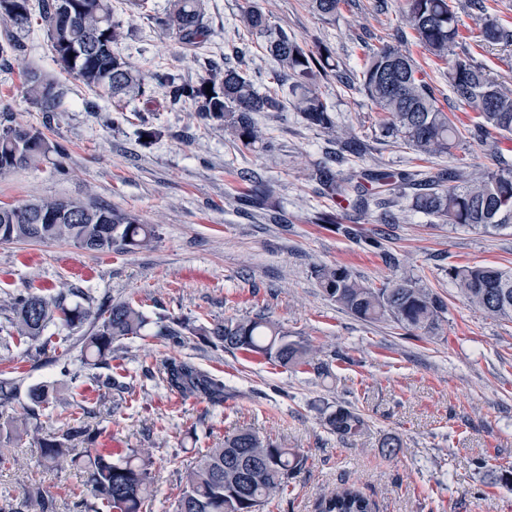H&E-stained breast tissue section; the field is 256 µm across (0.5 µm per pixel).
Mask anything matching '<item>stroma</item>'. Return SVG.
I'll list each match as a JSON object with an SVG mask.
<instances>
[{"label":"stroma","mask_w":512,"mask_h":512,"mask_svg":"<svg viewBox=\"0 0 512 512\" xmlns=\"http://www.w3.org/2000/svg\"><path fill=\"white\" fill-rule=\"evenodd\" d=\"M175 0H151L150 10L130 11L112 0V18L123 39L118 52L142 73L157 68L195 83L213 60L240 64L255 87L265 89L274 68L263 37L239 22L243 7L258 6L274 26L307 49L328 47L336 76L320 91L339 128L364 148L330 162L334 148L300 113L264 112L260 127L275 155L242 149L215 123L186 105L162 100L128 104V122L112 124V104L78 80L59 75L47 30L32 18L14 35L23 52L0 59V110L10 124L34 127L65 149L35 167L0 175V206L34 199L95 201L154 225L150 248L100 254L71 243H0V298L27 289L46 295L78 288L97 301L131 300L148 316L166 314L208 324L265 313L290 339L310 347L327 375L276 366L262 355L225 352L196 336L174 344L144 336L115 344L109 365L80 361L86 328L49 325L48 344L33 349L13 342L0 347V376L16 378L22 394L0 407V498L38 489L54 496L57 512H73L75 498L97 501L81 468L62 472L40 463L37 436L67 429L59 409L85 417L95 429L94 447L119 457L148 450L155 488L152 512H173L179 476L207 449L247 429L295 452L302 468L288 489L263 512H315L318 499L343 487L360 490L376 512H512V484L497 481L512 470V321L472 308L448 276L450 268L488 263L512 268V230L484 234L439 222L411 208V189L396 187L395 223L382 210L338 209L323 197L312 172L331 164L337 174L364 167L420 173L457 169L479 173L494 154L512 162V139L480 142L469 134L478 112L460 103L448 86L447 64L420 45L400 11V0H342L333 17L315 13L308 0H204L209 39L182 45L163 30ZM400 44L419 64L440 108L461 128L447 155L420 156L395 137L382 136L383 114L358 85L340 82L359 70L370 50ZM58 77L65 94L56 112L44 115L24 97L26 71ZM156 131L142 141L139 112ZM270 186L274 206L247 207L241 196ZM337 226L316 223L321 212ZM352 235H344L343 227ZM346 267L377 286L409 278L445 303L437 328L410 333L390 320L364 321L324 294L315 276L322 265ZM66 359L82 385L71 389L55 363ZM167 357L193 362L222 378L224 402L186 398L169 389L154 365ZM118 384L97 389L93 376ZM57 385L62 408L43 410L35 430L8 438L11 417L29 403L26 388ZM339 407L363 414L360 436L343 439L323 422ZM397 435L403 446L386 456L382 442Z\"/></svg>","instance_id":"35a3bbf8"}]
</instances>
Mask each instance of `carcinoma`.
<instances>
[{
  "label": "carcinoma",
  "instance_id": "carcinoma-1",
  "mask_svg": "<svg viewBox=\"0 0 512 512\" xmlns=\"http://www.w3.org/2000/svg\"><path fill=\"white\" fill-rule=\"evenodd\" d=\"M342 0H311V8L322 16H334ZM452 0H402V12L420 44L433 57L448 62V86L457 100L478 111L481 121L473 136L479 140L492 135H512V89L492 77L468 56L453 54L457 45L471 39L480 48L512 46V27L482 19L470 36L462 34ZM47 28L54 62L60 72L72 76L90 89L112 100V122L127 120L124 105L145 96L143 74L116 50L121 33L112 22L111 0H42L38 5ZM31 0H0V19L13 25L29 23ZM202 0H177L164 21L179 42L194 46L209 36ZM243 26L267 35L266 50L275 63L276 89L257 90L239 66L211 65L207 76L196 84L169 72H156L154 84L172 103L189 104L203 118L224 127L246 150L263 141L257 116L262 112H299L312 128L333 142L336 118L319 92V82L336 63L328 47L305 49L288 32L272 31L269 17L256 7L244 10ZM360 89L384 113L381 129L395 136L420 155L446 154L456 145L459 129L437 105L433 87L421 76L414 59L397 45L386 44L374 51L360 70ZM212 94H206L207 85ZM26 99L42 112H53L60 92L55 78L30 70L25 75ZM65 154L64 148L49 141L33 127L0 128V174L37 165L49 154ZM322 194L355 197L354 206L365 209L370 194L366 183L377 185L376 194L394 190L399 182L412 179L403 173L362 171L346 179L323 166L316 172ZM450 182L445 189L438 188ZM412 207L434 215L445 224L484 233L512 230V165L497 158V168L478 174L448 172L415 183ZM271 190L255 188L241 202L256 209L271 206ZM153 228L137 216L107 205H87L66 200H41L13 207L0 206V242H71L97 253L131 251L149 246ZM325 294L352 315L366 321L389 319L408 331L435 328L445 304L436 294L406 279L379 287L367 286L344 266H319L315 270ZM467 301L475 308L512 321V271L495 265L454 267L448 270ZM0 309L10 313L6 334L32 343L40 341L47 325L58 320L68 327L89 324L83 356L86 364L100 367L112 361V345L142 335L153 324L156 334L179 341L185 333L199 336L229 352L261 354L283 367L308 365V350L288 339L268 317L217 320L210 325L190 326L166 315L152 320L130 301L93 305L89 296L71 304L63 292L45 296L34 291L12 295ZM159 372L163 381L185 397H202L214 403L224 401V381L195 364L174 357L164 360ZM18 387L10 378H0V406L11 403ZM30 406L11 419L17 432L28 431L39 409L50 404L46 386H34L27 393ZM68 428L62 437L46 435L37 439L40 457L62 470L78 464L84 471L91 494L111 512H151L154 497L149 471L150 459L133 449L114 461L112 454L97 448H74L68 443H91L93 430L80 420L66 416ZM327 428L342 438H354L365 427V419L354 409L339 407L324 419ZM301 465L288 448L263 440L250 431H240L224 440V446L210 448L196 465L180 478L181 492L174 512H261L269 500L285 491L288 473ZM317 512H374L373 502L354 488H340L316 504ZM0 512H56L55 500L36 490L24 491L20 502L0 500Z\"/></svg>",
  "mask_w": 512,
  "mask_h": 512
}]
</instances>
